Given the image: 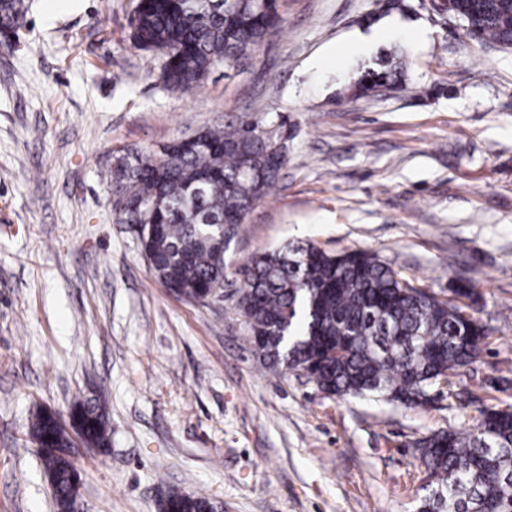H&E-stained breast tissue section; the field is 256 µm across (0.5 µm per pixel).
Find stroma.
I'll return each instance as SVG.
<instances>
[{
    "label": "stroma",
    "instance_id": "stroma-1",
    "mask_svg": "<svg viewBox=\"0 0 512 512\" xmlns=\"http://www.w3.org/2000/svg\"><path fill=\"white\" fill-rule=\"evenodd\" d=\"M28 2L17 44H0V512H56L29 426L79 395L112 426L106 451L73 459L82 512H158L171 488L218 512H415V440L512 405V51L428 7L279 0L277 38L174 95L131 44L137 0ZM386 50L406 62L400 86L345 99ZM257 104L287 118L288 162L229 246L223 298L175 297L104 174L121 149ZM287 243L377 253L445 299L471 279L479 362L416 408L266 368L238 270Z\"/></svg>",
    "mask_w": 512,
    "mask_h": 512
}]
</instances>
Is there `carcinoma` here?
<instances>
[{"label":"carcinoma","mask_w":512,"mask_h":512,"mask_svg":"<svg viewBox=\"0 0 512 512\" xmlns=\"http://www.w3.org/2000/svg\"><path fill=\"white\" fill-rule=\"evenodd\" d=\"M473 39L512 49V0H452ZM27 0H0V38L17 37ZM277 0H138L132 45L161 57L171 92L200 85L212 69L253 53L281 30ZM404 61L390 51L378 68L346 88L353 99L393 89ZM284 116L277 128L241 118L226 128L174 140L157 153L116 158L112 192L140 208L156 233L141 246L150 269L171 293L189 301L224 282V255L235 224L271 193L287 162ZM237 306L263 364L308 372L339 399L374 396L406 407L450 383L481 356L487 331L464 307L401 277L368 251L328 254L313 245L284 246L250 258ZM96 447L110 444L104 404L78 397L68 420L37 413L29 434L56 485L58 512H71L79 476L66 448L71 432ZM428 482L419 512H512V408L491 405L481 420L417 439ZM163 512H215L205 495L173 490Z\"/></svg>","instance_id":"1"}]
</instances>
